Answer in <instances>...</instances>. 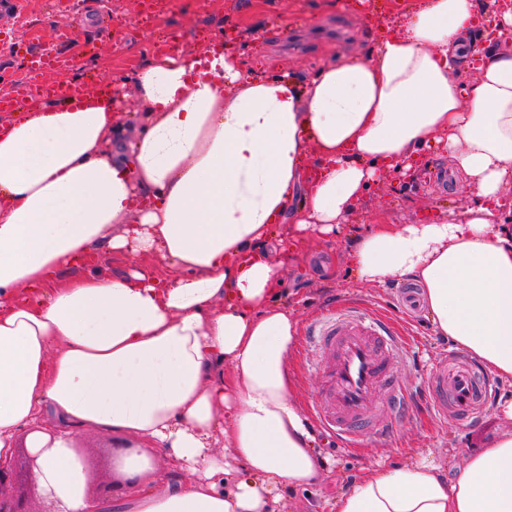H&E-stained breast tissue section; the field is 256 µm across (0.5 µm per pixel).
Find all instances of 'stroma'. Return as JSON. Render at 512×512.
Instances as JSON below:
<instances>
[{
    "label": "stroma",
    "instance_id": "1",
    "mask_svg": "<svg viewBox=\"0 0 512 512\" xmlns=\"http://www.w3.org/2000/svg\"><path fill=\"white\" fill-rule=\"evenodd\" d=\"M139 9V0H10L0 6V97L16 95L30 53L66 56L69 67L47 72L45 82L111 85L122 94L126 113L115 136L128 142L141 126L135 117L139 104L133 73L171 38L181 41L183 51L199 53L204 36L230 28L236 33L233 49L246 67L262 65L303 81L323 62L368 52L382 36L366 15L350 8L349 0H162L147 27L138 22ZM447 160V154L427 151L413 174L385 173L366 193L361 208L332 233L312 231L299 237L284 228L277 233L284 261L278 302L294 308L305 329L338 303L356 302L387 317L405 340L395 372L411 393L391 441L366 437L359 446L347 448L313 427L323 469L307 489L281 488L287 512H331L337 495L378 463L400 466L424 456L445 471H455L467 455L512 431V421L492 402L469 423L442 421L430 413L424 394L429 364L455 352V345L437 335L427 311L409 314L401 308L396 281L360 283L344 262L347 250L369 225L428 224L469 200L463 181L445 193L437 189L434 167ZM314 357L300 343L289 358L296 381L293 398L305 414L325 383L323 372L308 368ZM76 447L87 497L108 504L125 498L129 483L117 467L119 450L111 433L79 434Z\"/></svg>",
    "mask_w": 512,
    "mask_h": 512
}]
</instances>
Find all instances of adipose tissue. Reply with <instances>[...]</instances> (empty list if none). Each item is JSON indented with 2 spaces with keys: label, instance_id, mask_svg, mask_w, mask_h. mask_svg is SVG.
Masks as SVG:
<instances>
[{
  "label": "adipose tissue",
  "instance_id": "adipose-tissue-1",
  "mask_svg": "<svg viewBox=\"0 0 512 512\" xmlns=\"http://www.w3.org/2000/svg\"><path fill=\"white\" fill-rule=\"evenodd\" d=\"M478 7L423 0L374 49L303 82L245 73L218 46L154 55L136 74L144 126L127 143L112 137L117 100L92 95L0 126V462L20 446L36 455L34 496L58 512H275L280 488L313 484L288 369L300 325L272 300L283 262L267 243L285 223L332 231L433 143L474 203L372 225L345 261L363 283L415 280L437 333L512 384V53L479 48L477 78L461 80ZM101 248L164 271H90ZM72 266L86 275L63 278ZM79 429L133 442L117 460L126 499L87 498ZM156 448L186 479L137 485ZM334 508L512 512V432L449 478L425 458L369 469Z\"/></svg>",
  "mask_w": 512,
  "mask_h": 512
}]
</instances>
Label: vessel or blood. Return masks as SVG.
I'll return each mask as SVG.
<instances>
[{
	"label": "vessel or blood",
	"mask_w": 512,
	"mask_h": 512,
	"mask_svg": "<svg viewBox=\"0 0 512 512\" xmlns=\"http://www.w3.org/2000/svg\"><path fill=\"white\" fill-rule=\"evenodd\" d=\"M309 341L325 359L326 384L315 407L321 427L348 447L357 446L366 434L390 440L407 402L391 371L402 336L384 318L348 304L329 310L315 323ZM381 386L387 394L378 401L374 394ZM492 388L476 362L465 356L437 362L427 383L433 410L443 419L476 418Z\"/></svg>",
	"instance_id": "1"
}]
</instances>
